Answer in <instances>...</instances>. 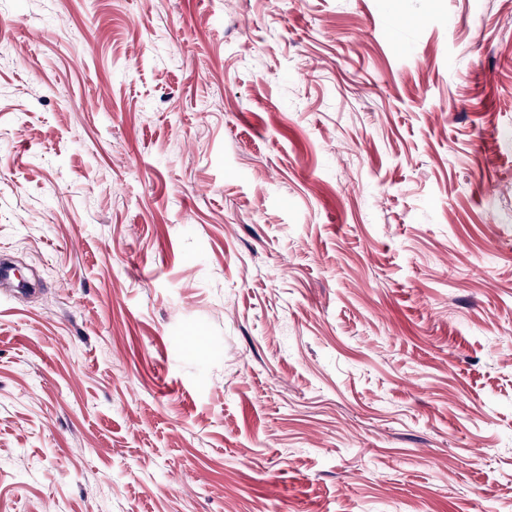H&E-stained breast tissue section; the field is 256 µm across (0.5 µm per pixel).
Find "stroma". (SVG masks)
Returning a JSON list of instances; mask_svg holds the SVG:
<instances>
[{"label": "stroma", "instance_id": "stroma-1", "mask_svg": "<svg viewBox=\"0 0 512 512\" xmlns=\"http://www.w3.org/2000/svg\"><path fill=\"white\" fill-rule=\"evenodd\" d=\"M0 512H512V0H0Z\"/></svg>", "mask_w": 512, "mask_h": 512}]
</instances>
